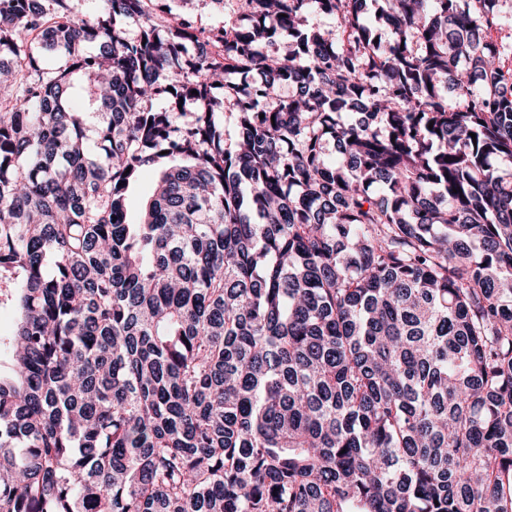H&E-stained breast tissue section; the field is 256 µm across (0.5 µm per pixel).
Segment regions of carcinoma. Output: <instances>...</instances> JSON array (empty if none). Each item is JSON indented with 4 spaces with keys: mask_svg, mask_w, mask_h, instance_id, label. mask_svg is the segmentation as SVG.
<instances>
[{
    "mask_svg": "<svg viewBox=\"0 0 512 512\" xmlns=\"http://www.w3.org/2000/svg\"><path fill=\"white\" fill-rule=\"evenodd\" d=\"M148 2L0 0V512H512L504 0ZM224 8L211 0H169L171 14L169 17L191 16L199 27H223L224 23H233L237 18L236 0H223ZM166 15V16H167ZM158 176V169L150 168L142 175L140 181L129 190L128 202L131 222H139L141 214L150 200Z\"/></svg>",
    "mask_w": 512,
    "mask_h": 512,
    "instance_id": "obj_1",
    "label": "carcinoma"
}]
</instances>
